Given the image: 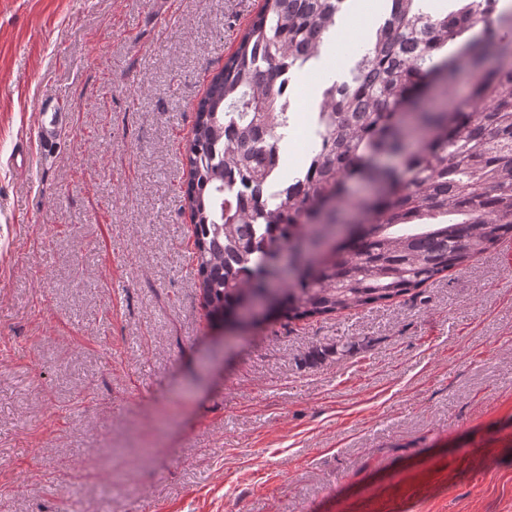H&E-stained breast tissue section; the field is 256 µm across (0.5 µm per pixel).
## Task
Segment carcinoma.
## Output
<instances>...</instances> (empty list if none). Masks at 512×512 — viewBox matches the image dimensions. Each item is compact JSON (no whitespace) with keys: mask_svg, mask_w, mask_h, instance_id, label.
Instances as JSON below:
<instances>
[{"mask_svg":"<svg viewBox=\"0 0 512 512\" xmlns=\"http://www.w3.org/2000/svg\"><path fill=\"white\" fill-rule=\"evenodd\" d=\"M389 2L350 78L323 84L306 166L265 204L243 188L270 178L260 157L281 154L292 73L322 56L349 0H262L198 101L184 196L213 323L270 288L267 319L390 301L512 235V7ZM461 71L489 108L448 97ZM357 179L371 192L348 204Z\"/></svg>","mask_w":512,"mask_h":512,"instance_id":"carcinoma-1","label":"carcinoma"}]
</instances>
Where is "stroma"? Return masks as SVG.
Here are the masks:
<instances>
[{
	"label": "stroma",
	"instance_id": "1",
	"mask_svg": "<svg viewBox=\"0 0 512 512\" xmlns=\"http://www.w3.org/2000/svg\"><path fill=\"white\" fill-rule=\"evenodd\" d=\"M259 3L0 0V512H512V237L356 311L206 314L185 149ZM355 51L295 72L286 171Z\"/></svg>",
	"mask_w": 512,
	"mask_h": 512
}]
</instances>
